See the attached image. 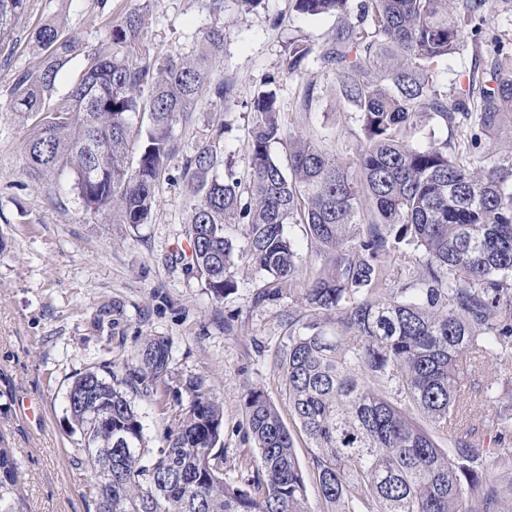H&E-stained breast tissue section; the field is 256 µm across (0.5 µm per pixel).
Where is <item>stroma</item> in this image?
I'll use <instances>...</instances> for the list:
<instances>
[{
  "instance_id": "obj_1",
  "label": "stroma",
  "mask_w": 512,
  "mask_h": 512,
  "mask_svg": "<svg viewBox=\"0 0 512 512\" xmlns=\"http://www.w3.org/2000/svg\"><path fill=\"white\" fill-rule=\"evenodd\" d=\"M135 8L147 14L144 48L153 60L168 53L194 57L206 32L223 28L224 52L210 69L214 79L237 81L234 98L219 103L202 97L192 123L175 126L178 152L150 223L137 225L85 211L69 174L51 187L35 179L22 161L34 120L9 108L16 74L40 65L32 39L40 24L60 23L89 50ZM484 15L483 27L466 26V43L512 52V0H490ZM334 27V17L301 16L291 0H262L252 11L224 0L219 13L210 11L209 0H29L15 18L14 51L0 54V448L11 449L20 464L29 512H94L86 494L91 473L78 453L81 435L73 429L67 392L76 374L89 368L125 377L146 336L171 344L165 401L130 395L146 447L154 454L165 448L167 430L187 398L186 383L200 379L223 402L224 478L246 480L240 461L256 448L247 435L245 395L261 388L287 412L271 354L288 331L297 297L284 289L255 303L265 277L241 265L234 289L220 297L187 273L181 257L188 251L189 193L181 169L220 123L225 158L246 171L251 102L271 79L287 107L302 86L314 85L317 99L303 132L325 138L340 159H353L358 126L335 74L313 57L299 75L282 72L290 41L317 45ZM29 404L37 415L26 413Z\"/></svg>"
}]
</instances>
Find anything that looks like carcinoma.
Here are the masks:
<instances>
[{"label": "carcinoma", "instance_id": "1", "mask_svg": "<svg viewBox=\"0 0 512 512\" xmlns=\"http://www.w3.org/2000/svg\"><path fill=\"white\" fill-rule=\"evenodd\" d=\"M29 0H0V53L13 50L12 21ZM294 0L295 12L333 15L320 46L296 40L283 73L301 72L311 55L336 75L355 109L359 152L350 162L320 140L287 134L286 109L274 89L254 95L246 178L224 159L223 126L185 157L191 203L186 270L215 296L235 288L239 260L297 293L298 303L331 320L325 326L288 313V336L273 354L295 430L264 390L245 398L257 456L252 476L224 481L223 408L203 382L186 384L188 400L166 448L147 459L140 416L123 387L167 392V340L149 336L137 368L113 381L89 368L68 390L82 431L78 453L94 472L88 496L96 512H512V451L484 448L479 425L512 435V387L487 362L512 358V159L504 166L475 157L482 136L512 109V54L473 50V96L448 99L436 78L466 50L463 24L487 0ZM146 18L130 11L85 55L67 92L44 102L76 58L78 42L54 22L37 28L39 69L18 75L10 111L36 116L22 160L36 176L64 171L93 213L120 224H146L176 151L175 125H189L206 93L220 102L232 79L213 80L208 58L224 51V30L208 31L197 57L143 54ZM151 84L144 98L141 87ZM314 87L297 94L294 122L307 120ZM142 116L134 127L130 115ZM455 141H413L421 119ZM288 140L286 162L270 146ZM224 168V177L216 175ZM230 224L248 226L234 252ZM303 224L326 262L303 279L284 225ZM420 250L415 287L386 297V259L397 245ZM481 406V424L475 407ZM421 415L448 433L440 448ZM311 460L317 507L295 435ZM112 468V481L103 470ZM19 463L0 448V512H26Z\"/></svg>", "mask_w": 512, "mask_h": 512}]
</instances>
